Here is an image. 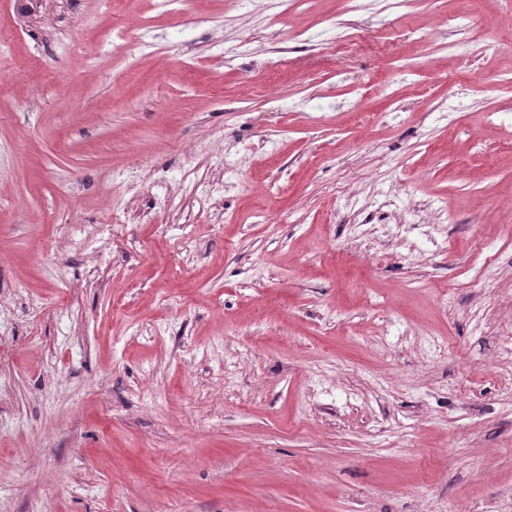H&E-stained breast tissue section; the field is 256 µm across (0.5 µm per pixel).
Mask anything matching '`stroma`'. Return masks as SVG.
<instances>
[{"label":"stroma","instance_id":"1","mask_svg":"<svg viewBox=\"0 0 512 512\" xmlns=\"http://www.w3.org/2000/svg\"><path fill=\"white\" fill-rule=\"evenodd\" d=\"M318 2L0 0V512H512V0Z\"/></svg>","mask_w":512,"mask_h":512}]
</instances>
